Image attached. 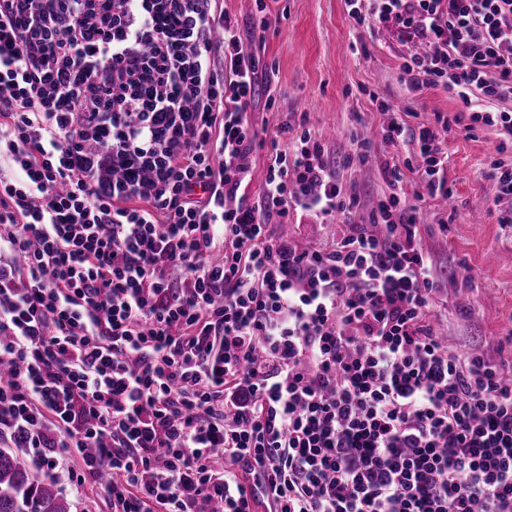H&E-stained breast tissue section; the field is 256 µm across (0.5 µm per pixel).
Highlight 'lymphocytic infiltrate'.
Wrapping results in <instances>:
<instances>
[{"mask_svg": "<svg viewBox=\"0 0 512 512\" xmlns=\"http://www.w3.org/2000/svg\"><path fill=\"white\" fill-rule=\"evenodd\" d=\"M218 0H0V438L81 454L114 512H512V359L451 351L398 193L329 246L275 231L359 205ZM414 42L402 70L512 138V0H345ZM448 117L414 141L447 197ZM268 145L264 149L257 150L251 158L252 180L246 189L250 201H257L262 191L265 168L268 162Z\"/></svg>", "mask_w": 512, "mask_h": 512, "instance_id": "lymphocytic-infiltrate-1", "label": "lymphocytic infiltrate"}]
</instances>
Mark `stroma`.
I'll return each mask as SVG.
<instances>
[{"label": "stroma", "mask_w": 512, "mask_h": 512, "mask_svg": "<svg viewBox=\"0 0 512 512\" xmlns=\"http://www.w3.org/2000/svg\"><path fill=\"white\" fill-rule=\"evenodd\" d=\"M222 5L230 16L264 15L270 22L263 41L251 45L274 89L272 106L261 104L248 114L261 137L278 139L284 151L289 136L281 124H306L343 190L360 201L351 216L340 214L325 224L294 219L279 227V234L332 244L345 221L369 223L372 210L391 191L387 167L402 166L401 188L420 213L421 245L448 278L437 304L448 314L443 331L449 346L490 355L501 346L512 351V224L501 221L512 204L500 199L491 166L497 158L512 163V149L498 152L497 127L448 130L444 178L450 199L422 197V160L412 145L385 141L388 116L378 104L392 103L399 120L411 128L432 124L439 114L454 116L465 106L439 87L423 89L407 101L401 65L412 43L391 27L357 25L345 0H263L259 5L223 0ZM80 468V458L72 457L55 479L73 512H80L87 499L94 501L95 512H112V499L100 482L70 480L69 471Z\"/></svg>", "instance_id": "stroma-1"}]
</instances>
